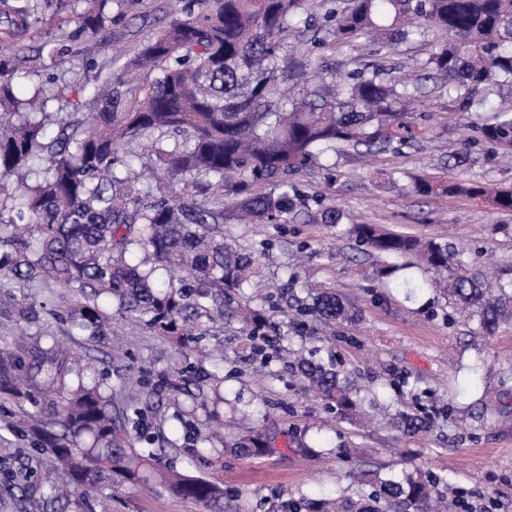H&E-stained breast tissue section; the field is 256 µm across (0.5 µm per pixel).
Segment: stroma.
Segmentation results:
<instances>
[{
  "mask_svg": "<svg viewBox=\"0 0 512 512\" xmlns=\"http://www.w3.org/2000/svg\"><path fill=\"white\" fill-rule=\"evenodd\" d=\"M124 21L101 39L99 68L116 69L124 49L142 42L168 22L166 0H128ZM444 34L429 30L402 52L381 43L359 40L351 47L325 46L324 55L342 60L360 57L404 75L426 61ZM512 108V91H493L488 111L463 117L450 109V96L440 80L422 82L414 100L419 123L433 129L420 145L373 154L332 155L326 169L298 179L308 195L335 199L348 216L363 224H379L399 234L451 244L472 268L487 278H512V213L496 212L481 199L418 195L413 180L424 174L437 181L467 180L512 186V154L492 153L470 166L448 164L449 144L473 136L474 125ZM395 181L381 179V172ZM225 239L260 253L265 279L286 284L316 280L335 288L359 312L355 323L339 326L326 341L345 367L369 385L382 405L406 404L411 394L443 410L427 433L406 435L390 428L360 429L334 421L325 406L311 400L301 380L279 362L255 381L250 348L239 321L224 327V426L235 432L278 428L287 432V450L270 456L240 459L225 456L222 464L202 461L197 474L213 477L225 489L241 494L253 512H267L279 495L320 498L335 491L336 477L357 468L398 462L425 472L445 474L455 486L471 491L475 507L512 512V322L501 323L493 336L474 333L435 292L385 294L377 286L381 262L357 250L339 229L320 224H225ZM173 347L162 339L136 333L121 349L101 346L99 366L113 387L134 395L138 380L171 365ZM265 392L266 416H234L235 404H247ZM318 438L329 453L309 458L297 439ZM361 449L360 459L336 454L337 444ZM55 481L47 449L24 432L0 439V512H42V495ZM112 512H206L192 500L138 494L123 487L112 500Z\"/></svg>",
  "mask_w": 512,
  "mask_h": 512,
  "instance_id": "obj_1",
  "label": "stroma"
}]
</instances>
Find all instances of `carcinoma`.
I'll use <instances>...</instances> for the list:
<instances>
[{"mask_svg":"<svg viewBox=\"0 0 512 512\" xmlns=\"http://www.w3.org/2000/svg\"><path fill=\"white\" fill-rule=\"evenodd\" d=\"M75 30L53 52L88 64L94 46L114 22L112 0H0V283H44L57 290L54 319L66 335L89 343L108 340L114 324L139 328L172 342L184 358L214 340L213 370L179 368L158 382L140 380L138 397L112 387L90 355L73 357L58 341L49 346H0V398L36 407L20 418L51 451L56 480L50 503L77 508L107 502L125 483L160 469L159 487L211 507L250 512L218 482L192 473L204 455L243 459L275 450L278 433L242 435L214 428L215 419L181 450L143 421L163 401H178L190 386L212 382L214 403L224 402L219 374L224 319L237 317L256 353L269 342L268 316L241 299L267 302L258 287L259 261L224 239V223H343L344 213L325 197L299 192L293 177L319 167L332 151L402 152L429 128L415 126L407 82L354 58L344 70L315 49L372 38L392 46L415 28L447 34L426 65L454 86L451 111L486 110L489 86L512 82V0H179L169 22L140 43L116 71L98 73L88 91L84 119L51 112L69 88L53 76L27 97L12 83L11 50L32 29L61 11ZM478 137L448 154L463 167L473 144L512 151V113L475 127ZM422 196H489L512 212V187L414 179ZM363 253L387 259L377 270L382 288L417 257L431 273L425 282L477 332L491 335L512 320V280L491 286L466 267L446 242L421 241L375 224L349 225ZM296 300L312 335L355 320L336 290L307 285ZM275 358L324 402L336 419L353 426L376 415L407 435L427 432L435 415L391 410L365 392L332 355L276 346ZM183 451L187 467L164 464ZM348 486L320 499L283 504L289 512H441L448 479L402 467L345 474Z\"/></svg>","mask_w":512,"mask_h":512,"instance_id":"carcinoma-1","label":"carcinoma"}]
</instances>
